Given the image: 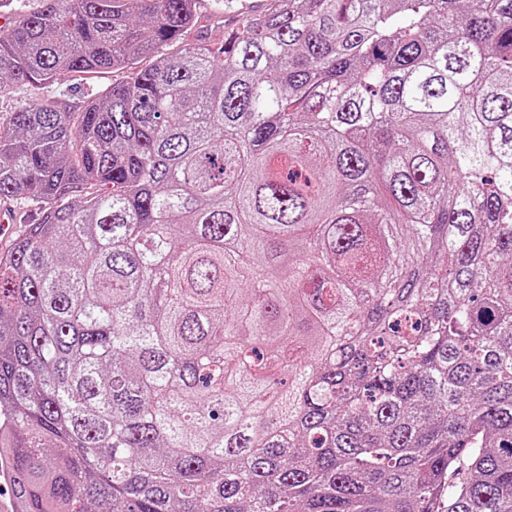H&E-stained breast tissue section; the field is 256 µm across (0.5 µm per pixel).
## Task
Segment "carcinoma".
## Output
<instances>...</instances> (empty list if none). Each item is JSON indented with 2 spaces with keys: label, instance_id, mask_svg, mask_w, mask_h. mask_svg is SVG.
<instances>
[{
  "label": "carcinoma",
  "instance_id": "carcinoma-1",
  "mask_svg": "<svg viewBox=\"0 0 512 512\" xmlns=\"http://www.w3.org/2000/svg\"><path fill=\"white\" fill-rule=\"evenodd\" d=\"M196 2L0 29L16 512H512V0ZM214 6L213 0H199L200 25H203L199 31L213 42L223 38L225 32L224 15L220 20L214 18ZM121 80L122 74L114 71L93 74L63 73L45 86L17 87L11 96L0 99V115L7 116L21 104L48 98L80 103L93 98L112 86V83ZM12 206V215L14 216V222L11 223L14 226L13 233L9 238L0 237V252H4L9 248L13 238L19 230L23 229L25 224H32L39 218L38 212L34 207L26 205L20 200H13L9 202Z\"/></svg>",
  "mask_w": 512,
  "mask_h": 512
}]
</instances>
